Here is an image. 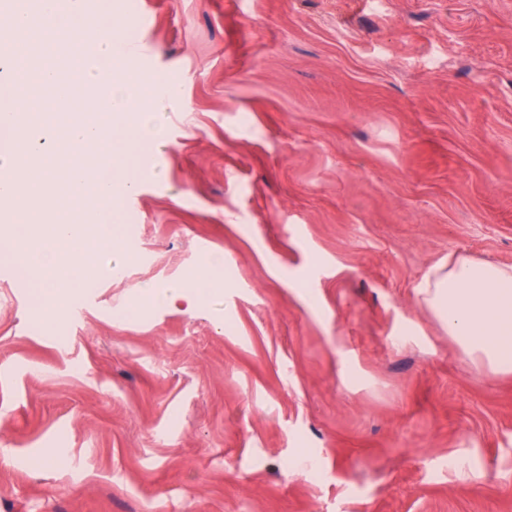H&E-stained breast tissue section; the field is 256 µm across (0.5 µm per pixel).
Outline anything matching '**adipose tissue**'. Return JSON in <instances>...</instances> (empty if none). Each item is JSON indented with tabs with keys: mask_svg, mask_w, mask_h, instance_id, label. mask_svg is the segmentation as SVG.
Masks as SVG:
<instances>
[{
	"mask_svg": "<svg viewBox=\"0 0 512 512\" xmlns=\"http://www.w3.org/2000/svg\"><path fill=\"white\" fill-rule=\"evenodd\" d=\"M418 298L472 363L512 375V266L449 255L426 277Z\"/></svg>",
	"mask_w": 512,
	"mask_h": 512,
	"instance_id": "1",
	"label": "adipose tissue"
}]
</instances>
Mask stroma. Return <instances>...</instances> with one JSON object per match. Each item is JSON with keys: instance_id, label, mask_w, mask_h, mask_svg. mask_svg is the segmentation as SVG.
Returning <instances> with one entry per match:
<instances>
[{"instance_id": "obj_1", "label": "stroma", "mask_w": 512, "mask_h": 512, "mask_svg": "<svg viewBox=\"0 0 512 512\" xmlns=\"http://www.w3.org/2000/svg\"><path fill=\"white\" fill-rule=\"evenodd\" d=\"M110 7L180 98L130 261L54 329L0 273V512H512V376L417 297L512 265V0Z\"/></svg>"}]
</instances>
